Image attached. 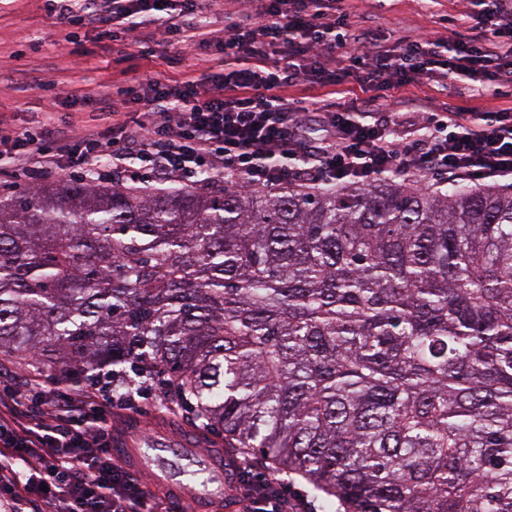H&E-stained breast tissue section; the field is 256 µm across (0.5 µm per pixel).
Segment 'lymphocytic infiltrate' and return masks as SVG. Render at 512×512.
<instances>
[{
	"label": "lymphocytic infiltrate",
	"instance_id": "obj_1",
	"mask_svg": "<svg viewBox=\"0 0 512 512\" xmlns=\"http://www.w3.org/2000/svg\"><path fill=\"white\" fill-rule=\"evenodd\" d=\"M348 0H261L223 35L206 17L225 0H44L58 22L95 31L100 44L133 48L214 44L202 69L153 70L101 84L96 115L79 134L48 122L37 131L0 128V162L24 159L31 180L55 168L101 179L139 169L140 183H196L201 175L272 191L291 182L367 186L383 177L437 175L445 183L512 180V110H428L408 88L459 78L476 90L512 83V0H466L474 37L405 36L394 45L350 24ZM350 46L345 60L336 50ZM325 88L327 99L288 88ZM377 88L381 112L333 109L330 98ZM144 105L130 116L129 108ZM111 373L71 392L41 372L0 387V512H162L167 496L146 491L112 456V410L135 408L154 375ZM248 512H309L287 485L250 482Z\"/></svg>",
	"mask_w": 512,
	"mask_h": 512
}]
</instances>
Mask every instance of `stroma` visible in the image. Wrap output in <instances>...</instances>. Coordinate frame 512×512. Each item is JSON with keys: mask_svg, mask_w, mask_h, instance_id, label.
Instances as JSON below:
<instances>
[{"mask_svg": "<svg viewBox=\"0 0 512 512\" xmlns=\"http://www.w3.org/2000/svg\"><path fill=\"white\" fill-rule=\"evenodd\" d=\"M460 10L457 0L349 2L351 23H360L369 14L377 15L391 41L427 31L455 39L469 38L472 31L459 21ZM76 33L77 40L66 39L64 31L46 15L42 0H0V117H5L12 128L37 129L50 114L58 124L69 122L81 127L89 117L90 105H74L63 98L55 108H48L43 83L53 82L65 91L76 88L91 96L98 82L128 67L126 50L117 45L107 50L101 69H89L86 52L97 48L96 34L81 27ZM413 94L434 110L464 106L482 112L512 107V86L494 85L477 96L464 82L452 80L446 90L437 91L422 81L414 86Z\"/></svg>", "mask_w": 512, "mask_h": 512, "instance_id": "stroma-1", "label": "stroma"}]
</instances>
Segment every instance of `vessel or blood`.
I'll return each instance as SVG.
<instances>
[{
	"instance_id": "vessel-or-blood-1",
	"label": "vessel or blood",
	"mask_w": 512,
	"mask_h": 512,
	"mask_svg": "<svg viewBox=\"0 0 512 512\" xmlns=\"http://www.w3.org/2000/svg\"><path fill=\"white\" fill-rule=\"evenodd\" d=\"M112 453L131 471L151 472L156 484L170 492L184 512H236L238 467L220 455L198 450V435L188 430L170 435L133 417L112 435Z\"/></svg>"
}]
</instances>
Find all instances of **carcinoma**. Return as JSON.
I'll list each match as a JSON object with an SVG mask.
<instances>
[{"label":"carcinoma","instance_id":"cac0c4a2","mask_svg":"<svg viewBox=\"0 0 512 512\" xmlns=\"http://www.w3.org/2000/svg\"><path fill=\"white\" fill-rule=\"evenodd\" d=\"M0 355L165 375L344 512H512V190L1 192Z\"/></svg>","mask_w":512,"mask_h":512}]
</instances>
